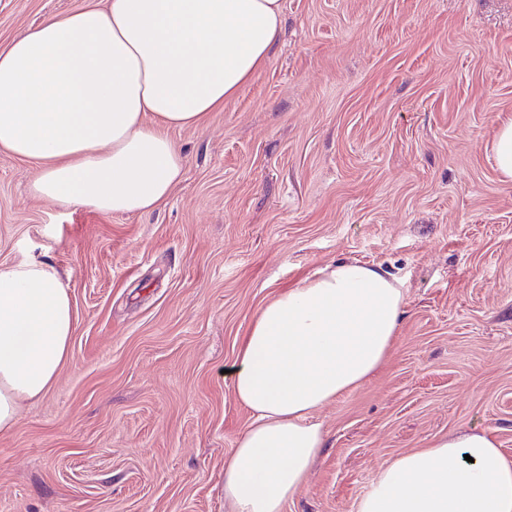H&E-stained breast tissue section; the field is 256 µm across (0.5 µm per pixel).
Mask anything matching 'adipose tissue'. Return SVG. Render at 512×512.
<instances>
[{
    "label": "adipose tissue",
    "mask_w": 512,
    "mask_h": 512,
    "mask_svg": "<svg viewBox=\"0 0 512 512\" xmlns=\"http://www.w3.org/2000/svg\"><path fill=\"white\" fill-rule=\"evenodd\" d=\"M281 0H104L52 15L0 49V150L35 163L34 196L145 214L183 173L172 131L198 127L270 60ZM402 282L342 260L255 314L233 398L251 421L224 461L230 512H283L326 446L316 412L387 359ZM72 301L43 261L0 266V433L65 363ZM358 512H512V457L484 430L384 465Z\"/></svg>",
    "instance_id": "1"
}]
</instances>
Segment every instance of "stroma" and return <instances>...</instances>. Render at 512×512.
<instances>
[{"mask_svg":"<svg viewBox=\"0 0 512 512\" xmlns=\"http://www.w3.org/2000/svg\"><path fill=\"white\" fill-rule=\"evenodd\" d=\"M91 0H0V47ZM270 62L201 127L149 214L35 197L0 153V265L54 266L68 358L0 434V512H228L250 422L232 372L258 309L345 259L406 290L383 365L316 413L326 446L284 512H357L380 468L433 438L512 456V0H282ZM492 153L495 168L504 182H512V117L500 121L493 140Z\"/></svg>","mask_w":512,"mask_h":512,"instance_id":"stroma-1","label":"stroma"}]
</instances>
